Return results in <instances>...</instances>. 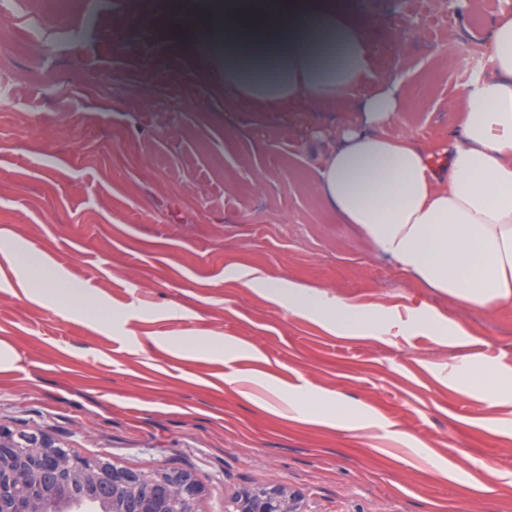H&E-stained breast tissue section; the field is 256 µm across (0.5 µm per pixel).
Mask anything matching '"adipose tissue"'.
I'll return each mask as SVG.
<instances>
[{"label": "adipose tissue", "mask_w": 512, "mask_h": 512, "mask_svg": "<svg viewBox=\"0 0 512 512\" xmlns=\"http://www.w3.org/2000/svg\"><path fill=\"white\" fill-rule=\"evenodd\" d=\"M164 27L193 37L198 53L224 71V110L339 112L371 82L361 105L363 130L344 128L314 167V185L329 207L378 255L427 288L483 313L512 305V15L501 14L482 45L488 71L450 106L458 115L455 143L417 146L400 132L420 104L405 98L394 71L375 69L381 27L370 0H199ZM346 63L323 80L313 67L332 48ZM17 267L34 268L27 292L63 298L60 275L28 245L13 244ZM290 308L322 317L337 333L389 339L408 324L385 304L358 306L329 290L293 280L254 278ZM310 390L288 399L292 419L363 429L371 418L336 403L320 408Z\"/></svg>", "instance_id": "obj_1"}]
</instances>
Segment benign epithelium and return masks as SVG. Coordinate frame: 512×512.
<instances>
[{
	"label": "benign epithelium",
	"mask_w": 512,
	"mask_h": 512,
	"mask_svg": "<svg viewBox=\"0 0 512 512\" xmlns=\"http://www.w3.org/2000/svg\"><path fill=\"white\" fill-rule=\"evenodd\" d=\"M64 451L41 430L0 428V512H81V505L106 484L126 492L109 501V512H169L178 499L195 503L202 487L187 471L173 474L158 494L138 493L142 475L106 460L80 456L63 458ZM52 470L55 480L39 476ZM239 497L238 512H302L299 497L283 484L268 486L267 495Z\"/></svg>",
	"instance_id": "1"
}]
</instances>
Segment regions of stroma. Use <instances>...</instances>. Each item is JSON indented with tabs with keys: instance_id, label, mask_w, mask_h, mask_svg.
<instances>
[{
	"instance_id": "35a3bbf8",
	"label": "stroma",
	"mask_w": 512,
	"mask_h": 512,
	"mask_svg": "<svg viewBox=\"0 0 512 512\" xmlns=\"http://www.w3.org/2000/svg\"><path fill=\"white\" fill-rule=\"evenodd\" d=\"M184 0H0V238L45 253L71 287L115 309L105 327L0 281V339L21 355L0 374V425L135 471H188L195 512L281 483L305 512H512V401L454 378L457 358L512 368V307L487 316L419 285L372 252L311 186L321 127L347 112L225 114L224 73L157 17ZM424 44L405 92L406 130L451 131L448 53L488 39L496 9L443 21L427 0H374ZM399 55V56H400ZM57 79L47 97L34 76ZM294 278L348 302L434 308L462 346L412 327L390 341L342 336L243 287L239 269ZM224 337L236 359L173 357L161 334ZM308 387L374 415L403 440L288 416ZM427 445L435 463L417 454Z\"/></svg>"
}]
</instances>
